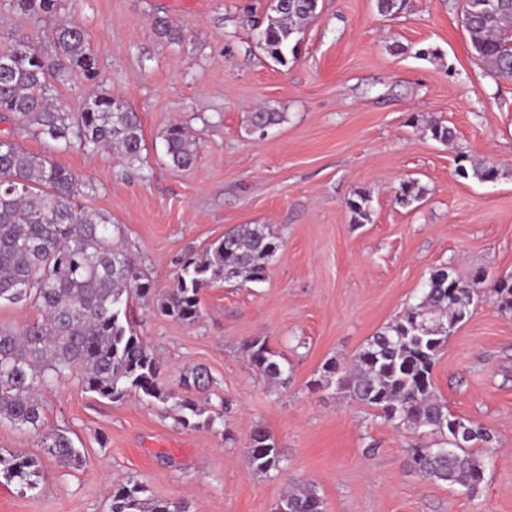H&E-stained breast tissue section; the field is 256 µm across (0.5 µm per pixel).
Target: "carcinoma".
<instances>
[{"label": "carcinoma", "instance_id": "1", "mask_svg": "<svg viewBox=\"0 0 512 512\" xmlns=\"http://www.w3.org/2000/svg\"><path fill=\"white\" fill-rule=\"evenodd\" d=\"M33 14L57 12L59 0H16ZM319 0H270L266 21L257 26V44L267 57L285 65L295 55L299 35L318 15ZM157 34L180 42L182 30L156 17ZM462 24L471 46L488 73L512 77V0H464ZM98 76L96 56L83 30L71 24L54 27L50 35L22 39L0 49V118L20 130L34 129L59 146L78 144L92 152H117L129 165L142 160L143 136L138 113L108 92L88 98L79 112L52 103L53 82ZM285 114L272 108L249 115L252 128H272ZM441 143L453 130L433 121L424 127ZM165 155L177 168L189 167L193 143L178 124L167 127ZM462 176L494 181L493 161L461 167ZM81 181L45 155H34L8 138L0 139V302L32 303L40 318L15 332L0 326V421L6 420L41 436L46 452L61 467L80 468L86 457L64 431L47 429L39 391L76 378L82 387L113 403L130 394L169 405L184 427L224 425V403L206 414L193 392L212 383L207 368L184 375L183 393L161 384L162 365L128 321L133 299L152 298L164 315L193 322L200 314L202 288L218 281L253 283L267 276L278 244L266 224H245L224 233L198 256L185 258L174 287L158 295L132 257L120 224L99 212L80 207ZM423 188L414 180L400 183L395 198L402 206L420 200ZM369 195L358 192L347 201L354 222L370 219ZM498 309L512 312V278L491 285ZM474 283L455 280L443 267L430 273L418 302L371 337L347 366L335 360L324 372L337 377L340 389L362 404L382 411L394 428L420 429L432 444L410 446L408 464L422 478L458 485L473 493L484 482L495 451L494 434L485 425L452 414L435 392L433 369L448 342V329L467 320L474 305ZM256 373L271 384L284 385L289 368L282 356L256 338L244 344ZM485 450L478 455L472 448ZM249 464L257 474H280L285 458L261 426L253 428ZM41 467L28 455H0V478L34 489ZM110 512H190L170 499L146 496L145 485L133 478L112 485ZM282 512H326L312 483L294 484Z\"/></svg>", "mask_w": 512, "mask_h": 512}]
</instances>
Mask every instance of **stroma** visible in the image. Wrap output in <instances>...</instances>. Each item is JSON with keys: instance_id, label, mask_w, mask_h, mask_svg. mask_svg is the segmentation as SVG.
<instances>
[{"instance_id": "obj_1", "label": "stroma", "mask_w": 512, "mask_h": 512, "mask_svg": "<svg viewBox=\"0 0 512 512\" xmlns=\"http://www.w3.org/2000/svg\"><path fill=\"white\" fill-rule=\"evenodd\" d=\"M243 0H61L56 15L25 14L0 0V48L50 29L79 26L97 56L96 82L57 85L67 109L109 92L141 120V164L48 145L0 122V138L50 155L76 173L82 207L123 225L155 291L172 288L179 261L202 254L242 224L269 225L279 240L262 283L217 282L200 292L191 323L131 305V323L162 364L161 382L203 366L224 430L188 429L164 405L113 403L77 380L43 389L47 425L68 431L84 468L60 467L38 435L0 422V453L41 461L33 490L0 482V512H109L114 480L132 476L152 497L194 512H277L288 483L313 482L327 512H512V313L489 284L512 276V78L491 76L461 23V0H405L393 16L376 0H319L295 59L280 65L257 45ZM184 31L159 38L154 17ZM270 106L286 119L250 131V112ZM454 131L430 139L427 121ZM180 123L196 142L191 167L165 156L163 132ZM490 159L497 180L462 177L460 159ZM424 198L404 208L400 182ZM370 197V220L354 223V192ZM468 281L484 274L481 300L449 337L434 370L436 392L457 417L495 435L494 461L474 493L409 470L418 432L396 429L374 407L325 383L329 360L345 363L416 303L438 268ZM266 339L287 360V386L253 373L243 345ZM287 460L280 475L249 467L254 426Z\"/></svg>"}]
</instances>
